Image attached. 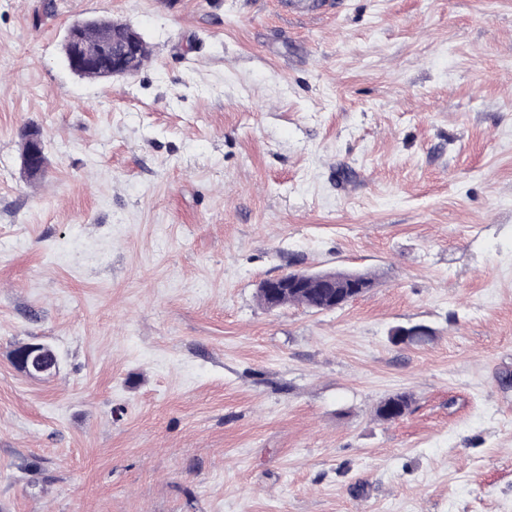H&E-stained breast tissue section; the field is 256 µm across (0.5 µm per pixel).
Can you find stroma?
I'll use <instances>...</instances> for the list:
<instances>
[{
  "mask_svg": "<svg viewBox=\"0 0 512 512\" xmlns=\"http://www.w3.org/2000/svg\"><path fill=\"white\" fill-rule=\"evenodd\" d=\"M324 3L0 0V512H512V0ZM119 26L124 27L123 25L113 24L112 20H93L91 26L84 31L79 42L80 51L87 55H97L102 50L112 49L107 60L108 71L112 76L130 75L133 70L136 73L149 55V50L143 42L132 70L130 64L138 54L139 37L133 29H129L113 44V34ZM326 276L336 279V297L339 294L345 295V300L352 298L354 295L359 296L373 288L376 276L368 272H345L333 271L324 272ZM354 288H361L354 291ZM289 273L283 274L279 277L263 281V287L268 288L274 295H277L284 289H288L279 300L280 307L287 305H302L310 308L311 305L317 301H327V297H323L317 291V288L312 286L288 288ZM27 355L15 356L16 365L30 378L52 375L59 366L56 352L45 344L30 343ZM412 398L407 393L396 394L382 401L375 409V415L383 421H394L409 410Z\"/></svg>",
  "mask_w": 512,
  "mask_h": 512,
  "instance_id": "1",
  "label": "stroma"
}]
</instances>
